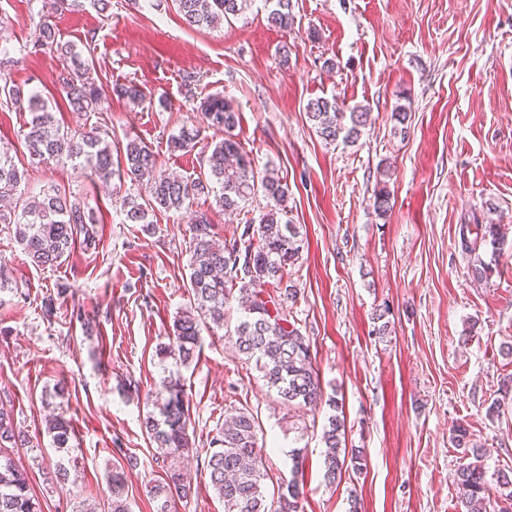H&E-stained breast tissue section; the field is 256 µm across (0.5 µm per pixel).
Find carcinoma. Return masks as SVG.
Here are the masks:
<instances>
[{"mask_svg": "<svg viewBox=\"0 0 512 512\" xmlns=\"http://www.w3.org/2000/svg\"><path fill=\"white\" fill-rule=\"evenodd\" d=\"M189 27H215L245 13L249 0H172ZM267 22L286 30L294 24L293 0H266ZM93 8L99 16L109 17L111 0H50L45 5L32 44L34 53L50 54L63 62L56 79L58 98L49 100L32 90L28 93L11 79L14 58L8 45L0 44V104L14 106L28 113L21 133L29 153L58 165L79 167L93 180L108 185L113 179L129 180L137 191L120 200L119 209L125 224H140L149 232L154 217L184 208L192 197L213 193L216 208L237 210L260 193L266 199L265 211L256 224L236 226L224 245L216 244L213 224L206 213L195 215L190 226V259L188 286L192 294L190 308L173 321V336L159 354L178 355L188 363L199 346L204 329H223L228 325L229 303L235 301L241 313L233 329L234 345L245 362H254L266 386L288 409L316 406L326 402L334 414L323 426L322 440L327 448L324 477L332 484L348 468L363 466L360 448L345 446V425L336 414V399H323L318 370L314 366L309 340L299 328L282 317L283 305L296 304L300 290L292 280V269L302 256L303 239L299 227L288 219V183L275 170H254L249 154L233 134L239 113L220 94L204 98L199 108L207 127L221 135L210 145L205 177L181 179L162 170L152 149L132 139L115 155L112 141L100 125L71 128L56 117V108L64 104L71 112H99L106 93L97 73L93 57L94 38L86 40L87 54L61 42L54 15L63 11ZM305 115L318 136L328 144L338 141L355 143L361 129L371 120L363 106L341 110L336 99L318 97L306 103ZM201 129L183 126L171 138L175 150L195 147ZM25 172L0 155V224L13 232L31 263L39 268L56 267L69 258L76 241L89 246L96 243L94 225L100 223L97 213L88 209L71 190L70 185L54 183L35 196H24L20 190ZM387 185L374 191L373 209L379 215L390 209ZM504 224H462L459 243L462 252L472 254L491 238V242L507 238ZM276 288V295L264 297V288ZM158 413L143 420L146 437L155 445V461L166 468V480L150 487L156 512H170L175 498H186L193 492L191 482L179 466L189 457L193 444L190 404L179 378L168 375L159 383L155 397ZM46 433L52 447H70L72 432L63 416L47 420ZM261 425L258 414L250 407L235 409V414L215 428L206 449L204 464L209 471L212 488L224 503V512H304L302 451H292L291 478L280 481L277 498L268 496L264 480L269 474L264 467L259 446ZM453 440L459 448L474 457L456 473V484L464 492L466 512H485L488 480L481 458L486 449L470 445L469 432L463 426L455 429ZM29 439L15 424L12 411L0 407V512H41V504L30 488L28 474L19 468L14 451L28 447ZM112 498L108 512H130L123 496L124 472L114 470L108 476ZM499 512H512V471L496 475Z\"/></svg>", "mask_w": 512, "mask_h": 512, "instance_id": "obj_1", "label": "carcinoma"}]
</instances>
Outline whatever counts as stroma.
Returning a JSON list of instances; mask_svg holds the SVG:
<instances>
[{
	"instance_id": "1",
	"label": "stroma",
	"mask_w": 512,
	"mask_h": 512,
	"mask_svg": "<svg viewBox=\"0 0 512 512\" xmlns=\"http://www.w3.org/2000/svg\"><path fill=\"white\" fill-rule=\"evenodd\" d=\"M293 2L286 32L269 26L264 0L212 29L187 27L171 0H140L134 9L112 0L106 21L91 9L59 14L62 41L80 51L94 37L109 85L134 82L145 92L140 103L115 97L102 114L61 117L74 127L102 123L119 147L140 139L163 170L196 178L203 145L170 147L185 123H204L185 99L182 78L191 73L198 93L233 102L235 133L256 170L275 169L288 183L289 217L304 242L293 276L300 300L288 318L308 338L324 394L345 418L346 443L363 449L366 465L327 484L321 433L329 407L278 404L231 338L207 331L178 368L196 448L245 404L262 421L271 478L289 477V452L302 449L305 512H348L353 496L361 512H464L454 483L463 462L456 426L487 448L488 474L512 469V407L488 415L512 379V233L471 256L458 246L465 222L512 225V0ZM42 4L0 0V38L13 49L15 83L46 95L61 63L31 51ZM327 58L334 70L323 68ZM332 96L343 109L370 112L356 144H325L311 127L307 101ZM400 107L402 124L394 116ZM26 118L0 108V148L29 187L68 184L106 221L95 245L76 244L52 269L32 265L0 225V266L20 291L0 298V403L33 446L16 460L42 512L106 502L115 468L125 473L132 512H155L149 489L165 472L141 422L163 375L157 350L190 305V219L208 213L221 240L258 219L266 201L256 197L228 216L202 195L158 214L153 233L143 234L116 214L128 185L103 188L80 170L31 158L19 136ZM384 168L392 208L380 216L371 200ZM479 262L491 267L489 281L473 279ZM56 291L58 311L48 321L38 304ZM386 305L391 331L378 336L372 317ZM131 380L136 390L124 391ZM59 385L62 397L45 404ZM58 413L73 432L61 452L45 433L46 417ZM59 458L69 470L64 481L54 474ZM186 465L194 493L175 500L172 512H224L202 459Z\"/></svg>"
}]
</instances>
